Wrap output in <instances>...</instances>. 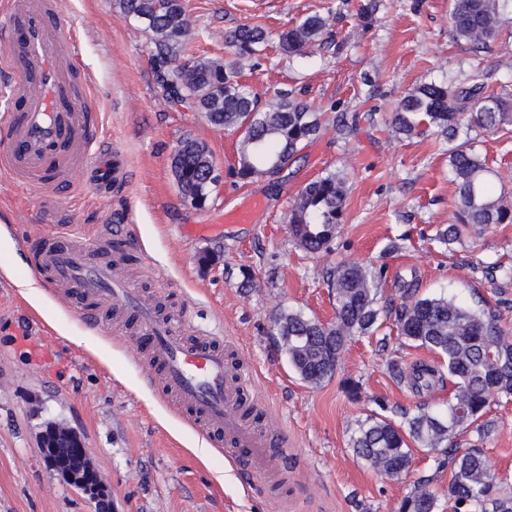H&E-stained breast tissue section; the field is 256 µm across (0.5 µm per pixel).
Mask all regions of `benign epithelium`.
<instances>
[{
    "instance_id": "obj_1",
    "label": "benign epithelium",
    "mask_w": 512,
    "mask_h": 512,
    "mask_svg": "<svg viewBox=\"0 0 512 512\" xmlns=\"http://www.w3.org/2000/svg\"><path fill=\"white\" fill-rule=\"evenodd\" d=\"M40 448L51 472L94 499L98 503V512H111L108 494L98 482L94 469L77 467L83 459L84 446L76 431L48 423L40 435Z\"/></svg>"
}]
</instances>
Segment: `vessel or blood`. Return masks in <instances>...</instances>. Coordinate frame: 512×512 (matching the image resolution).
I'll use <instances>...</instances> for the list:
<instances>
[{"label": "vessel or blood", "instance_id": "b4317fda", "mask_svg": "<svg viewBox=\"0 0 512 512\" xmlns=\"http://www.w3.org/2000/svg\"><path fill=\"white\" fill-rule=\"evenodd\" d=\"M50 9V0H0V31L22 42L19 58L0 52V68L13 74L0 86V122L11 141L0 152V167L20 184L43 185L63 175L108 194L125 185L131 172L92 122L87 100L72 91L80 42L76 35L55 33ZM83 255L75 241L49 242L31 262L43 276L110 302L114 335H125L128 319H135L136 353L157 376L161 392L247 471L275 473L279 462L271 448L282 434L260 432L243 415L250 373L215 337L189 335L182 314L161 315L154 300L119 276L112 263L90 265Z\"/></svg>", "mask_w": 512, "mask_h": 512}]
</instances>
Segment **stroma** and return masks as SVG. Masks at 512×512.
<instances>
[{"instance_id":"35a3bbf8","label":"stroma","mask_w":512,"mask_h":512,"mask_svg":"<svg viewBox=\"0 0 512 512\" xmlns=\"http://www.w3.org/2000/svg\"><path fill=\"white\" fill-rule=\"evenodd\" d=\"M197 55L227 56L225 30L244 23L271 32L318 14L327 25L306 55L282 54L278 45L247 61L243 82L259 104L279 92L315 106L326 132L308 143L280 175L242 184L227 171L238 137L217 130L190 108L174 104L151 63L154 46L117 0H56L55 25L77 31L82 69L92 79L104 135L121 152L132 179L99 197L93 186L56 188L52 201L37 189L14 187L0 174V512H97L87 496L46 467L38 445L42 425L78 430L86 456L112 499V512H395L415 479H430L448 512V469L437 454L413 451L412 475L375 473L351 448L367 415L399 419L419 401L443 406L447 389L416 395L387 366L397 360L434 361L408 346L396 328L350 342L335 376L318 386L292 372L272 317L294 309L332 320L334 299L324 272L340 262L380 268L381 303L398 300L401 282L421 294L455 296L470 305L501 309L512 329V281L491 277L494 261L512 265V224L490 225L481 238L436 241L458 221V200L448 166V142L433 130L396 136L387 122L397 100L418 85L458 87L479 79L512 101V13L497 41L481 52L450 33L449 0H186ZM375 4L371 18L362 6ZM355 129L336 133L340 118ZM206 142L225 178L206 207L184 202L170 157L185 135ZM485 156L495 195L512 205V124L498 131L471 129ZM349 177L346 220L329 250L309 254L288 233L284 216L303 185L325 171ZM265 205L248 224H228L225 209ZM120 226L138 250L126 276L163 310H181L189 332L233 340L232 357L248 367L250 401L259 430L278 429L281 472L271 482L243 470L222 449L200 459L194 442L204 435L186 414L158 394L128 339L112 333V311L49 286L33 305L21 279L29 277L28 249L56 235L90 243L98 261ZM211 257L204 267L202 257ZM252 287H242L244 275ZM359 382L350 398L344 384ZM487 438L458 433L460 448L478 447L512 474V401L487 414Z\"/></svg>"}]
</instances>
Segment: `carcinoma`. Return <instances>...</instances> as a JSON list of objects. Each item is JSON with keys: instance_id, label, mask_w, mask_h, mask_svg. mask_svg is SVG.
<instances>
[{"instance_id": "cac0c4a2", "label": "carcinoma", "mask_w": 512, "mask_h": 512, "mask_svg": "<svg viewBox=\"0 0 512 512\" xmlns=\"http://www.w3.org/2000/svg\"><path fill=\"white\" fill-rule=\"evenodd\" d=\"M120 11L136 20L155 46L154 63L162 85L178 103H188L216 129L240 133L238 164L230 175L247 183L268 177L278 163H287L323 131L318 112L288 93L261 107L241 82L243 62L262 52L270 33L257 24L224 31L233 50L229 58L200 57L189 53L191 28L184 0H118ZM512 0H450L451 32L455 40L484 48L500 33L502 14ZM326 19L308 15L278 33L280 50L305 55L324 32ZM512 120V104L484 91L475 82L451 91L443 82L430 81L407 92L391 112L393 131L406 138L432 127L450 141L460 126L496 130ZM448 165L459 204V223L437 233L447 245L460 238L461 227L479 234L491 224H511L512 207L493 194L487 184L489 167L465 141L452 147ZM215 167L208 145L192 136L179 140L170 168L183 198L202 208L210 200L207 174ZM349 177L343 169L329 170L306 183L285 215L291 237L303 249L317 253L328 248L345 220ZM381 271L362 263H339L326 274L335 297L330 322L309 318L293 310H280L272 318L288 363L300 379L319 385L331 379L342 362L350 340L376 334L384 319L378 303ZM502 317L446 296H422L410 286L402 289L394 309L399 335L415 348L437 355L441 364L416 360L407 367L389 364L393 378L407 382L421 395L453 380V395L443 411L426 404L417 412L402 413V421L368 416L351 439L356 455L374 471L399 479L410 471L412 448L441 450L448 455V512H512V495L504 491L509 477L502 475L481 448L463 452L448 447L457 433L470 428L486 435L491 424L483 420L490 405L512 399V332L501 326ZM438 496L430 480L420 479L397 506V512H436Z\"/></svg>"}]
</instances>
